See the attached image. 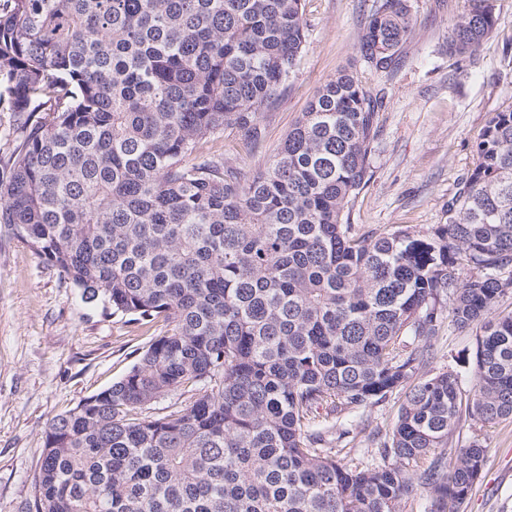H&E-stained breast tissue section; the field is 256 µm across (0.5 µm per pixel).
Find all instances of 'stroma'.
<instances>
[{"label":"stroma","instance_id":"1","mask_svg":"<svg viewBox=\"0 0 512 512\" xmlns=\"http://www.w3.org/2000/svg\"><path fill=\"white\" fill-rule=\"evenodd\" d=\"M379 0H306L307 43L288 88L266 115L259 152L227 130L213 153L243 169L269 165L288 130L321 85L341 70L355 73L381 98L372 178L351 214L365 229L446 223L448 201L477 163L476 144L490 113L512 109V0H493L495 25L480 47L449 57L448 37L463 0H410L415 26L388 73L358 53L364 25ZM156 329L82 301L21 238L0 234V512H35V477L45 430L55 416L123 378ZM476 328L442 326L431 372L456 370L470 393ZM400 394L367 409L365 438L350 457L373 463L371 435L390 426ZM480 441L485 465L461 512H512V419L492 425L466 419L454 446Z\"/></svg>","mask_w":512,"mask_h":512}]
</instances>
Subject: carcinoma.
Here are the masks:
<instances>
[{
  "label": "carcinoma",
  "mask_w": 512,
  "mask_h": 512,
  "mask_svg": "<svg viewBox=\"0 0 512 512\" xmlns=\"http://www.w3.org/2000/svg\"><path fill=\"white\" fill-rule=\"evenodd\" d=\"M305 0H0V231L82 300L159 322L119 381L49 423L37 512H460L484 466L463 417L512 418V110L495 112L448 221L360 232L375 102L346 71L251 175L203 149L250 147L306 45ZM492 0H465L448 56L475 51ZM409 0H380L361 60L391 71ZM479 327L473 393L424 375L445 319ZM189 405L131 418L185 384ZM404 393L348 466L357 414Z\"/></svg>",
  "instance_id": "1"
}]
</instances>
